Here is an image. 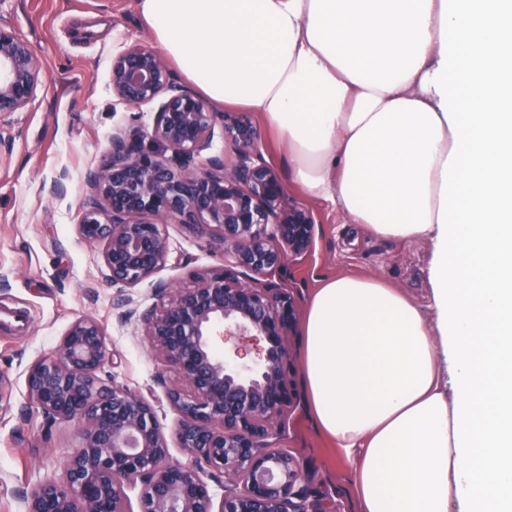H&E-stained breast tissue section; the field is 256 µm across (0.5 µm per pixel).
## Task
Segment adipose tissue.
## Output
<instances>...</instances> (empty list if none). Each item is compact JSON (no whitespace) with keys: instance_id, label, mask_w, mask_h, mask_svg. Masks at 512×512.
<instances>
[{"instance_id":"ef3b65f1","label":"adipose tissue","mask_w":512,"mask_h":512,"mask_svg":"<svg viewBox=\"0 0 512 512\" xmlns=\"http://www.w3.org/2000/svg\"><path fill=\"white\" fill-rule=\"evenodd\" d=\"M137 7L198 94L260 114L306 195L431 245L434 324L360 277L306 308L310 412L361 512H512V0Z\"/></svg>"}]
</instances>
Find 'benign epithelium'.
Wrapping results in <instances>:
<instances>
[{
    "label": "benign epithelium",
    "mask_w": 512,
    "mask_h": 512,
    "mask_svg": "<svg viewBox=\"0 0 512 512\" xmlns=\"http://www.w3.org/2000/svg\"><path fill=\"white\" fill-rule=\"evenodd\" d=\"M45 79L29 42L0 24V112L23 111ZM109 82L130 108L159 106L151 130L112 133L107 159L86 177L76 230L102 248L106 280L134 286L165 266L161 218L196 229L232 260L189 287L160 289L158 307L124 313L139 316L166 370L187 385L167 389L179 415L172 436L140 392L99 377L112 353L93 317L74 320L54 355L28 366L32 407L49 423L76 425L79 445L59 473L24 493L26 512H128L125 488L136 485L140 512H310L299 488L303 462L271 443L293 399L285 340L297 306L263 277L309 251L314 215L289 201L250 115L214 111L155 49L137 42L118 52ZM217 133L224 151L203 156ZM147 137L164 151H145ZM246 334L266 343L259 364L217 354L219 341ZM173 444L195 463H171ZM209 472L224 474L218 502Z\"/></svg>",
    "instance_id": "7a95c632"
}]
</instances>
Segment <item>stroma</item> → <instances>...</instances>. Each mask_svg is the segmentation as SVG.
<instances>
[{"instance_id": "35a3bbf8", "label": "stroma", "mask_w": 512, "mask_h": 512, "mask_svg": "<svg viewBox=\"0 0 512 512\" xmlns=\"http://www.w3.org/2000/svg\"><path fill=\"white\" fill-rule=\"evenodd\" d=\"M0 22L29 41L47 75L22 112L0 115V372L11 380L0 402V512H24L23 491L58 473L78 445L73 424L45 422L31 407L27 367L51 356L61 336L80 316L106 329L111 361L104 382L136 388L155 408L165 432L178 415L158 376L173 380L151 350L140 325L120 314L128 304L154 307L157 288L187 287L194 276L224 262L222 249L190 227L167 221L166 265L135 286L109 283L100 247L76 232L87 171L104 160L112 133L150 127L152 106L130 110L112 94L113 54L134 41L150 43L136 0H0ZM67 173V192L51 191ZM291 200L312 210L316 220L310 251L269 275L291 289L298 311L326 279L376 278L400 289L433 321L429 306L428 240L397 242L374 237L332 205L288 186ZM294 406L284 419L276 448L302 459L301 486L318 512H355L349 463L335 443L316 428L302 378V338L290 337Z\"/></svg>"}]
</instances>
